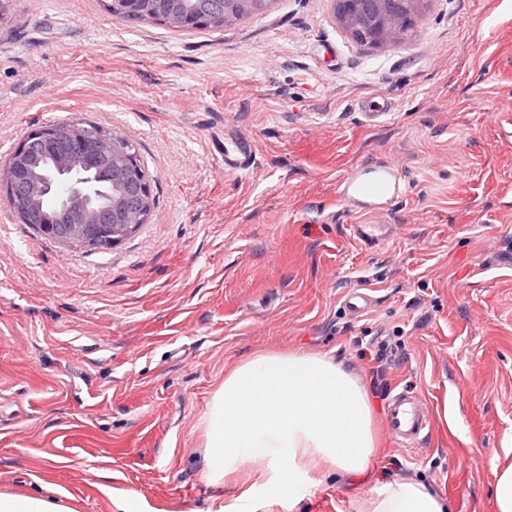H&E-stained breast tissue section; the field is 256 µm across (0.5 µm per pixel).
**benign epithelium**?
Returning a JSON list of instances; mask_svg holds the SVG:
<instances>
[{"label": "benign epithelium", "mask_w": 512, "mask_h": 512, "mask_svg": "<svg viewBox=\"0 0 512 512\" xmlns=\"http://www.w3.org/2000/svg\"><path fill=\"white\" fill-rule=\"evenodd\" d=\"M163 6L162 20L175 29L198 25L189 0H108L112 11L137 16L150 5ZM271 0H217L208 23L235 25L252 8ZM337 23L365 45L399 44L409 36L407 19L423 0H330ZM112 183L110 201L97 199L95 184ZM70 194L51 215L37 197L55 191L60 182ZM0 193L21 223L65 248L84 252L109 250L148 223L152 193L148 177L130 139L108 132L84 118L67 125L30 131L0 165Z\"/></svg>", "instance_id": "obj_1"}]
</instances>
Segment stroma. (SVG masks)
<instances>
[{
  "label": "stroma",
  "mask_w": 512,
  "mask_h": 512,
  "mask_svg": "<svg viewBox=\"0 0 512 512\" xmlns=\"http://www.w3.org/2000/svg\"><path fill=\"white\" fill-rule=\"evenodd\" d=\"M385 99L369 119L363 107ZM80 115L131 139L148 224L111 250L38 236L0 200V491L75 512H230L250 472L207 484L200 421L258 350L329 353L369 390L374 482L414 478L451 512H495L512 448V0H428L409 40L357 43L330 0H273L220 29L129 22L104 0H11L0 23V161ZM251 142L225 169V139ZM395 160L393 236L353 239L339 196ZM375 302L358 319L345 295ZM399 349L382 376L361 355ZM425 397L412 449L384 435L389 397ZM374 482L324 479L297 512H356ZM111 487L104 495L103 487Z\"/></svg>",
  "instance_id": "obj_1"
}]
</instances>
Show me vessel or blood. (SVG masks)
Masks as SVG:
<instances>
[{
    "instance_id": "obj_1",
    "label": "vessel or blood",
    "mask_w": 512,
    "mask_h": 512,
    "mask_svg": "<svg viewBox=\"0 0 512 512\" xmlns=\"http://www.w3.org/2000/svg\"><path fill=\"white\" fill-rule=\"evenodd\" d=\"M251 158L250 143L237 141L233 146L225 148L224 167L228 170H244L249 167ZM404 193L403 179L391 161L384 160L350 170L341 183L340 195L345 201L362 207V222L351 227L354 238L370 247L385 242L390 236V226L380 205ZM431 425L430 407L419 394L402 390L390 397L386 410V429L395 447H415L427 436Z\"/></svg>"
}]
</instances>
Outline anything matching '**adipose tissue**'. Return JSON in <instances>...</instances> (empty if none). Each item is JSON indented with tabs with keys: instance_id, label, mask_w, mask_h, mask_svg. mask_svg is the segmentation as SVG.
<instances>
[{
	"instance_id": "ef3b65f1",
	"label": "adipose tissue",
	"mask_w": 512,
	"mask_h": 512,
	"mask_svg": "<svg viewBox=\"0 0 512 512\" xmlns=\"http://www.w3.org/2000/svg\"><path fill=\"white\" fill-rule=\"evenodd\" d=\"M204 475L219 487L258 468L256 484L295 498L317 473L360 477L376 452L364 383L328 354L266 351L242 357L213 390L202 419ZM422 482L379 484L357 512H445Z\"/></svg>"
}]
</instances>
